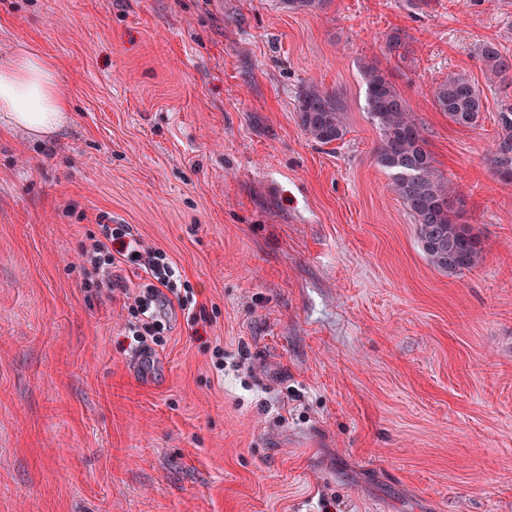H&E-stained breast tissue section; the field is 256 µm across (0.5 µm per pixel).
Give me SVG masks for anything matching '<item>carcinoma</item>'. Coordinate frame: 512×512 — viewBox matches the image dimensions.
<instances>
[{
	"label": "carcinoma",
	"mask_w": 512,
	"mask_h": 512,
	"mask_svg": "<svg viewBox=\"0 0 512 512\" xmlns=\"http://www.w3.org/2000/svg\"><path fill=\"white\" fill-rule=\"evenodd\" d=\"M478 56L494 78L512 85V55L494 43H483ZM365 110L380 141L378 165L391 174L392 190L416 224L420 246L437 270L450 276L474 268L481 258V240L470 224L460 222L454 207L455 189L437 169L422 127L388 75L374 62H363ZM435 108L459 126L477 125L484 110L480 89L469 78L455 74L433 92ZM301 128L321 144L344 138V105L333 93L311 86L299 96L296 108ZM494 146L487 161L491 172L509 174L512 184V100L500 99Z\"/></svg>",
	"instance_id": "carcinoma-1"
}]
</instances>
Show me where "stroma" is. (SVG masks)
<instances>
[{
	"label": "stroma",
	"instance_id": "35a3bbf8",
	"mask_svg": "<svg viewBox=\"0 0 512 512\" xmlns=\"http://www.w3.org/2000/svg\"><path fill=\"white\" fill-rule=\"evenodd\" d=\"M485 41L512 53V0H0V62L48 57L70 104L51 143L0 121V512H512V185L487 165L512 87ZM364 58L479 234L472 270L428 262L378 166ZM455 73L476 126L433 105ZM311 84L343 140L299 126ZM104 213L206 313L173 312L147 368L122 294L81 286ZM478 56L494 78L512 85V55L501 50L494 43H483L478 48ZM433 102L452 123L463 127L476 126L484 110L480 89L459 74L448 76L435 88ZM344 105L336 94L311 86L299 96L296 108L301 128L322 144L342 140L347 132Z\"/></svg>",
	"mask_w": 512,
	"mask_h": 512
}]
</instances>
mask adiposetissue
Masks as SVG:
<instances>
[{"mask_svg": "<svg viewBox=\"0 0 512 512\" xmlns=\"http://www.w3.org/2000/svg\"><path fill=\"white\" fill-rule=\"evenodd\" d=\"M68 111L57 68L50 60L22 48L0 64V112L7 113L11 127L47 138L65 126Z\"/></svg>", "mask_w": 512, "mask_h": 512, "instance_id": "1", "label": "adipose tissue"}]
</instances>
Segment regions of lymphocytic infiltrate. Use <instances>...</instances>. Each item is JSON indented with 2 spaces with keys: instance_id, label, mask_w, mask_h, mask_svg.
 Masks as SVG:
<instances>
[{
  "instance_id": "1",
  "label": "lymphocytic infiltrate",
  "mask_w": 512,
  "mask_h": 512,
  "mask_svg": "<svg viewBox=\"0 0 512 512\" xmlns=\"http://www.w3.org/2000/svg\"><path fill=\"white\" fill-rule=\"evenodd\" d=\"M98 224L100 235L88 236L80 249L83 287L89 291L116 290L113 268L125 261L135 265L141 282L125 294L123 319L139 352L150 354L163 345L173 311L194 313L196 294L167 253L145 244L130 225L112 222L106 215L100 216Z\"/></svg>"
}]
</instances>
